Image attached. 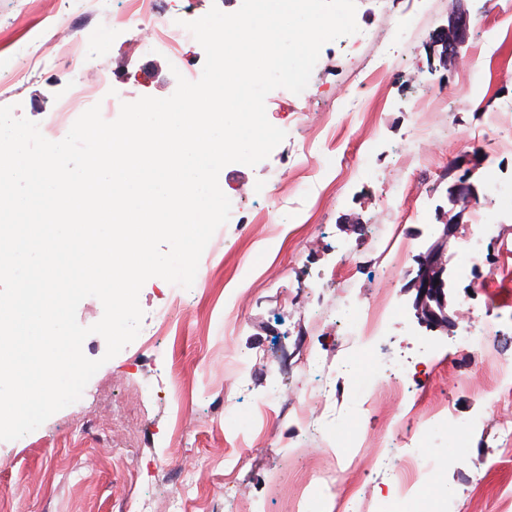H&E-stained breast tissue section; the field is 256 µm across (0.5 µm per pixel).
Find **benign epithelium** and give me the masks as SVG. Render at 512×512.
<instances>
[{
  "label": "benign epithelium",
  "instance_id": "obj_1",
  "mask_svg": "<svg viewBox=\"0 0 512 512\" xmlns=\"http://www.w3.org/2000/svg\"><path fill=\"white\" fill-rule=\"evenodd\" d=\"M460 0H451L449 24L432 33V46L443 49V61L455 63L459 50L464 44L468 28L469 16L458 6ZM476 198L475 188L465 182L456 184L449 194L454 205H468ZM443 266L439 248L428 250L419 260L416 277L409 288L416 290L415 309L419 321L428 327H437L447 322L448 277Z\"/></svg>",
  "mask_w": 512,
  "mask_h": 512
}]
</instances>
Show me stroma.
<instances>
[{
    "label": "stroma",
    "mask_w": 512,
    "mask_h": 512,
    "mask_svg": "<svg viewBox=\"0 0 512 512\" xmlns=\"http://www.w3.org/2000/svg\"><path fill=\"white\" fill-rule=\"evenodd\" d=\"M241 3L157 0L156 17L193 21ZM355 5L358 33L322 46L306 89L268 94L267 119L285 140L256 166L224 167L235 216L208 243L192 287L146 281L137 338L107 361L104 338L89 335L84 355L104 364L80 400L22 438L0 441V512H139L143 500L151 512H169L168 497L182 485L184 512H235L247 501L256 512H287L295 498L302 512H334L337 498L354 493L364 495L366 512H440L447 495L462 512H512L498 494L512 489V456L502 448L512 402L491 401L494 365L475 371L472 354L454 348L467 321H487L499 331L498 360L511 362L512 304L486 306L457 277L472 220L449 200L463 177L496 213L488 259L501 274L491 285L512 290V198L494 186L512 183V150L503 144L512 133V0H463L466 71L443 66L430 47L432 33L448 23L450 0ZM127 7L128 0H0V39L29 62L21 79L0 85V106L39 123L77 84L122 103L172 95L177 82L165 76L172 68L191 81L201 77L205 54L196 40L171 63L152 30L130 37L113 29V14ZM76 38L90 61L80 72L58 58ZM116 67L123 80L99 85L97 71ZM422 135L426 162L398 166L401 148ZM281 170L288 184L268 202L264 182ZM264 213L270 223H256ZM448 223L455 226L442 251L450 321L432 330L415 315L409 283ZM401 249L397 312L379 335L349 342L362 314L339 289L374 298ZM291 293L321 300L292 307ZM235 360L245 371H234ZM400 370L420 388L398 399L386 382ZM175 373L180 405L170 386ZM324 379L332 383L324 413L337 428L319 461L292 408L269 420L258 403ZM418 398L448 406L451 419L481 423L463 439L444 419L420 434L409 416ZM240 453L241 473L226 483L224 458ZM292 454L310 460L311 470L289 474ZM413 457L437 466L400 490L394 473ZM319 466L329 480L315 477Z\"/></svg>",
    "instance_id": "1"
}]
</instances>
